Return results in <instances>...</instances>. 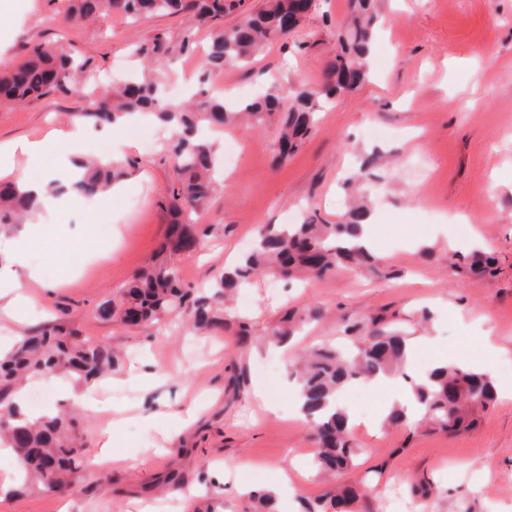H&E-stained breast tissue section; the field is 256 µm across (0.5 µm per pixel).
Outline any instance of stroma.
<instances>
[{
    "label": "stroma",
    "instance_id": "1",
    "mask_svg": "<svg viewBox=\"0 0 512 512\" xmlns=\"http://www.w3.org/2000/svg\"><path fill=\"white\" fill-rule=\"evenodd\" d=\"M66 0H28L21 18L0 23V71L29 47L65 45L94 58L103 71L137 68L133 45L156 31L191 35L197 52L167 67L173 101L196 92L278 83L320 85L336 45V24L348 0H315L287 36L265 45L251 63L203 78L201 49L209 27L189 29L179 15L129 23L122 15L65 22ZM371 73L327 106L300 149L277 162V130L244 124L215 129L213 139L240 144L224 168V192L196 221L213 230L198 252L176 264L192 285L232 266L268 224L302 223L317 212L342 220L351 197L372 203L371 248L383 277L360 268L303 284L271 276L234 297L248 316L251 342L240 346L235 323L201 337L145 336L94 320L96 306L154 255L170 215L161 201L177 182L158 147L162 128L142 117L104 136L96 155L124 160L122 192L81 198L40 228L21 225L25 257L45 281L33 306L13 307L0 336L65 322L112 345L117 385H96L99 408L80 411L88 450L113 421L109 468L85 463L65 493L0 496V512H251L248 491L276 481L278 467L312 472L305 498L318 501L335 485L349 488L373 512H512V398L498 397L471 432L449 436L412 425L352 434L361 450L340 475L313 473L311 428L296 411L291 385L298 354L338 343L350 325L378 315L396 322L414 348L410 377L432 364L478 367L492 361L497 386H512V0H381ZM90 100L55 93L0 106V143L39 139L67 128V113ZM479 244L497 258L495 277L469 281L448 266V252ZM430 255H423V248ZM321 312L318 321L281 349L266 328L288 309ZM167 362L176 383L143 391L134 381L145 361ZM263 391L273 405L255 399ZM236 469L223 472L224 460ZM431 485L420 498L416 484Z\"/></svg>",
    "mask_w": 512,
    "mask_h": 512
}]
</instances>
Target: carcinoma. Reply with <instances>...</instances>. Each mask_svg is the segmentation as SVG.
Returning a JSON list of instances; mask_svg holds the SVG:
<instances>
[{"label": "carcinoma", "instance_id": "cac0c4a2", "mask_svg": "<svg viewBox=\"0 0 512 512\" xmlns=\"http://www.w3.org/2000/svg\"><path fill=\"white\" fill-rule=\"evenodd\" d=\"M241 0H71L65 21L78 22L104 12H118L141 20L158 15L187 14L197 25L212 26ZM378 0H349V15L336 27L337 51L320 86L298 85L291 102L283 104L277 85L247 102L229 104L209 96L199 102L173 104L164 95L163 69L170 54L194 51L186 35L176 44L164 31L135 47L145 61L144 71L124 84L104 88L91 59L77 58L64 46L34 45L22 62L0 72V104L39 98L55 91L83 97L95 96L90 112H74L97 125H117L139 112H151L168 132L166 151L181 175L163 205L174 216L152 260L140 268L112 297L94 310L95 319L140 329L149 336L172 327L200 330L224 328L226 292L272 275L282 281L301 276L319 279L340 265L366 266L376 270L375 258L357 243L370 219L368 206L353 207L336 224H319L307 217L301 224H268L253 248L229 271L215 274L202 287L188 285L179 276L174 259L195 251L209 236L210 227L197 228L182 221L208 205L219 187L216 165L219 147L208 131L236 122L239 115L262 126L275 119L279 124V158L285 160L301 145L316 115L332 96L350 90L369 74V58L377 36ZM304 17L292 13V0H266L265 8L242 16L229 30L212 32L202 68L222 71L244 64L267 42L293 31ZM76 181L77 191L97 196L112 186L116 161L88 160ZM38 205L20 183L0 187V227L23 223ZM465 279L495 276V258L475 249L451 263ZM289 314L275 322L270 338L288 342L308 317ZM366 335L357 337L353 349L319 347L307 352L293 371L301 398V410L312 425L317 448L315 465L335 474L354 465L358 447L348 425L346 411L336 403L346 387L380 375H392L402 364L406 338L378 316L367 318ZM115 366L112 346L84 338L62 323L41 332L27 333L0 356V440L12 448L21 482L16 492H62L71 487L83 462L85 441L79 421L65 412L27 418L15 404L21 383L48 374L65 376L88 385L110 376ZM413 392L424 411L419 424L429 431L455 435L474 430L481 413L495 401V386L485 372L466 366H440L416 381ZM253 512H278L276 497L267 491L250 495ZM355 497L333 495L324 502L300 501V512L351 510Z\"/></svg>", "mask_w": 512, "mask_h": 512}]
</instances>
